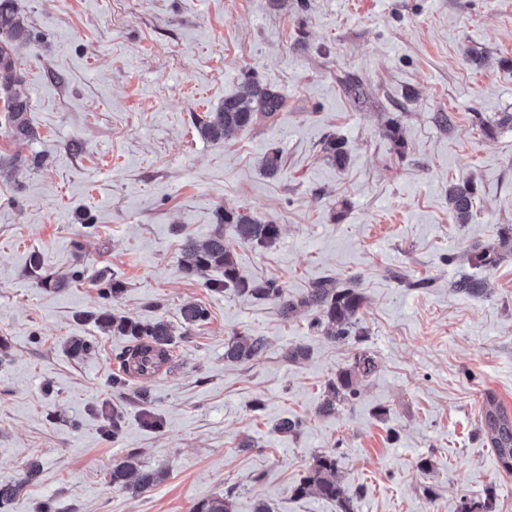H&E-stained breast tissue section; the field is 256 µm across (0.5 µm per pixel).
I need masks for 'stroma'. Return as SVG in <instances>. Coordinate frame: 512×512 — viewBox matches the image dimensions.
Segmentation results:
<instances>
[{
	"mask_svg": "<svg viewBox=\"0 0 512 512\" xmlns=\"http://www.w3.org/2000/svg\"><path fill=\"white\" fill-rule=\"evenodd\" d=\"M31 42L18 48L38 132L15 139L0 119V484L21 489L6 512H191L232 493L235 512H336L293 489L332 452L355 512H457L461 500L512 512V474L481 422L486 395L512 414V0H16ZM286 106L219 144L198 116L242 91L247 74ZM363 83L353 102L347 82ZM451 116L452 126L439 120ZM396 121L405 147L384 128ZM345 140L337 168L323 151ZM280 150L266 176L260 160ZM474 181L469 223L448 186ZM279 224L271 248L235 247L242 276L301 296L320 278L355 280L362 335H318L308 308L212 291L189 278L185 240L220 209ZM499 247L485 270L474 246ZM39 267H31V257ZM105 274L125 283L103 297ZM487 279L484 298L452 281ZM58 280L42 287L43 277ZM194 302L205 322L185 329ZM108 312L172 329L170 367L113 389L124 337ZM257 334L246 363L224 344ZM94 344L73 355L67 342ZM305 358L286 361L289 347ZM380 369L330 415L325 387L356 349ZM164 425L147 427L137 394ZM123 417L111 437L113 412ZM301 420L298 435L275 429ZM39 461L37 480L25 479ZM125 460L163 471L150 492L113 485Z\"/></svg>",
	"mask_w": 512,
	"mask_h": 512,
	"instance_id": "stroma-1",
	"label": "stroma"
}]
</instances>
